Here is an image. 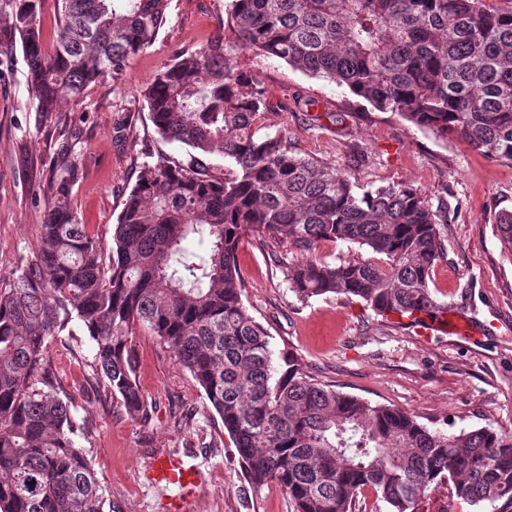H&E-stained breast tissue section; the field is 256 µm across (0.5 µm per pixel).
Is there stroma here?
<instances>
[{"mask_svg":"<svg viewBox=\"0 0 512 512\" xmlns=\"http://www.w3.org/2000/svg\"><path fill=\"white\" fill-rule=\"evenodd\" d=\"M226 0H170L156 41L127 63L121 79L91 84L77 107L56 118L36 112L26 88L20 49L0 56V277L40 244L44 196L54 153L76 131L80 179L71 201L90 233L111 248L124 194L143 164L186 159L185 146L162 138L137 90L181 51L214 36ZM237 64L263 92L261 130L285 132L294 153L353 172L359 184L406 183L432 206L447 205L445 254L431 272L435 298L469 330L419 334L412 325L382 319L356 298L328 294L299 301L285 277L302 259L282 239L245 235L238 263L247 288L243 302L312 376L341 392L383 404L448 433L489 426L512 432V251L501 243L495 212L512 209V166L441 140L393 112L371 110L348 88L292 69L284 61L245 51ZM315 101L292 109L295 97ZM347 108L344 122L334 114ZM130 345L149 405L128 414L118 402L88 398L94 344L71 324L49 345L64 389L75 396L77 437L95 469L112 512H164L177 488L153 484L145 473L158 457L188 456L203 485L185 512H294L276 484L254 488L221 418L199 385L148 329Z\"/></svg>","mask_w":512,"mask_h":512,"instance_id":"1","label":"stroma"}]
</instances>
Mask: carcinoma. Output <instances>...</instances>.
<instances>
[{"instance_id":"cac0c4a2","label":"carcinoma","mask_w":512,"mask_h":512,"mask_svg":"<svg viewBox=\"0 0 512 512\" xmlns=\"http://www.w3.org/2000/svg\"><path fill=\"white\" fill-rule=\"evenodd\" d=\"M41 0H11L0 54L20 43L35 109L53 118L86 87L117 79L156 40L169 0H56L45 51ZM225 27L181 52L138 90L157 132L188 147L184 163L144 164L126 194L109 256L71 204L79 134L59 142L39 248L0 278V512H104L96 474L75 436L49 343L77 321L94 343L104 394L148 411L129 336L146 327L203 390L253 487L276 483L295 512H355L368 488L390 512H419L446 483L473 504L512 512V433L448 434L309 376L243 303L237 264L249 233L303 255L287 271L300 301L357 297L379 315L431 318L445 306L429 281L444 255L435 209L406 184L366 189L348 171L299 156L283 133L258 135L267 104L236 68L244 50L347 87L440 138L512 165V9L486 0H228ZM218 152L214 173L198 156ZM512 249V210L495 213ZM385 257L332 264L323 241ZM208 243L191 259L189 245Z\"/></svg>"}]
</instances>
